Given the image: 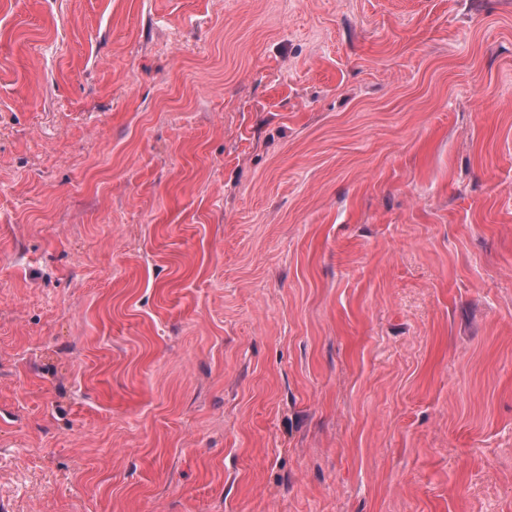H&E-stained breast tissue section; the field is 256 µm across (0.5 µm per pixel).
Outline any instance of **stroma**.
I'll return each instance as SVG.
<instances>
[{
  "instance_id": "1",
  "label": "stroma",
  "mask_w": 512,
  "mask_h": 512,
  "mask_svg": "<svg viewBox=\"0 0 512 512\" xmlns=\"http://www.w3.org/2000/svg\"><path fill=\"white\" fill-rule=\"evenodd\" d=\"M0 512H512V0H0Z\"/></svg>"
}]
</instances>
